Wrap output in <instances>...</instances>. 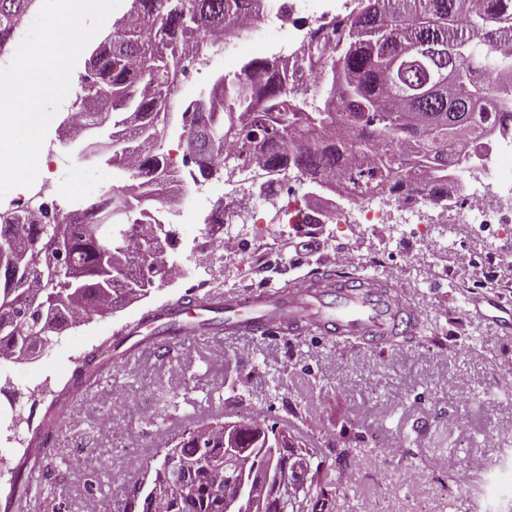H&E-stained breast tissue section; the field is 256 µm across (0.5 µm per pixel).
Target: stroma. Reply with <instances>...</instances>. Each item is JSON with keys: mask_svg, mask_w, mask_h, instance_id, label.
<instances>
[{"mask_svg": "<svg viewBox=\"0 0 512 512\" xmlns=\"http://www.w3.org/2000/svg\"><path fill=\"white\" fill-rule=\"evenodd\" d=\"M276 38L260 40L248 28L233 35L232 58L206 51L200 80L186 81L171 106V134L161 147L168 162L181 166L186 151L181 102L198 98L214 76L271 59L267 43ZM286 203L240 174L164 200L176 214L181 275L148 298L64 330L35 362L12 365L0 407L15 399L32 409L30 428L39 427L46 385L66 381L79 355L160 301L308 276L346 249L366 274L402 290L424 324L423 338L381 350L317 334L228 336L223 314L205 311L203 327L165 337L161 353L125 359L104 352L101 374L64 408L47 453L29 456L27 471L36 476L52 455L63 482L50 494L18 487L23 512H117L143 463L171 447L185 424L243 417L278 421L301 438L335 494L331 512H512V389L502 386L512 368V267L500 263L512 256V238L475 236L464 215L428 204L416 220L430 225L441 246L427 257L425 241L402 236L407 215L384 196L342 200L352 223L308 224L296 250H265L288 236ZM219 205L225 221L211 223ZM376 205L387 223H359V212ZM228 233L241 250L217 246ZM34 388L42 391L35 405L25 396ZM345 446L349 456L336 457ZM87 454L100 461L92 475L82 465Z\"/></svg>", "mask_w": 512, "mask_h": 512, "instance_id": "35a3bbf8", "label": "stroma"}]
</instances>
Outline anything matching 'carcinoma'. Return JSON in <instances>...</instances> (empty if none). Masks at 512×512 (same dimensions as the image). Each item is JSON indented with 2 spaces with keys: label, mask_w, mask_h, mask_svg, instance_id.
Listing matches in <instances>:
<instances>
[{
  "label": "carcinoma",
  "mask_w": 512,
  "mask_h": 512,
  "mask_svg": "<svg viewBox=\"0 0 512 512\" xmlns=\"http://www.w3.org/2000/svg\"><path fill=\"white\" fill-rule=\"evenodd\" d=\"M37 0H0V54L11 31ZM263 0H132L99 43L96 61L79 78L71 111L84 126L99 125L82 108L94 95L112 112L123 143L106 164L137 163L140 190H119L89 205L79 218L22 224L0 211V354L22 364L58 341L57 322L77 327L118 305L143 299L168 280L175 260L146 258L134 238L174 245L176 230L149 208L164 183L181 182L156 152L166 133L171 99L184 73L183 57L228 38L239 15ZM355 7L331 52L319 43L317 84L323 104L298 98L288 65L251 60L217 79L213 109L183 112L188 142L198 152L230 142L240 161L253 156L264 171L295 170L318 186L351 199L374 193L397 198L425 189L417 173L448 182L461 165L460 134L474 139L504 126L507 113L489 110L512 62L495 56L494 42L512 37V0H354ZM100 350L84 353L70 378L51 394L62 411L68 396L99 369ZM223 422L208 433L186 426L176 443L145 463L124 502L125 512H225ZM239 447L257 470L273 467L294 490L275 496L265 512H327L333 492L309 472L303 449L274 420L244 418L232 425Z\"/></svg>",
  "instance_id": "obj_1"
}]
</instances>
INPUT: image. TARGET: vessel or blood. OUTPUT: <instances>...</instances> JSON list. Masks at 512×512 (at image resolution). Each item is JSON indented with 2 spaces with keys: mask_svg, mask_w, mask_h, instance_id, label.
<instances>
[{
  "mask_svg": "<svg viewBox=\"0 0 512 512\" xmlns=\"http://www.w3.org/2000/svg\"><path fill=\"white\" fill-rule=\"evenodd\" d=\"M336 293L287 282L253 287L228 297L180 300L169 308L142 314L122 328L125 336L140 335L147 324L169 317L192 315L209 306H223L224 331L230 336L284 335L309 324L328 338H362L381 348L399 338L416 335L418 317L410 303L394 294L391 284L353 271L337 275Z\"/></svg>",
  "mask_w": 512,
  "mask_h": 512,
  "instance_id": "obj_1",
  "label": "vessel or blood"
}]
</instances>
